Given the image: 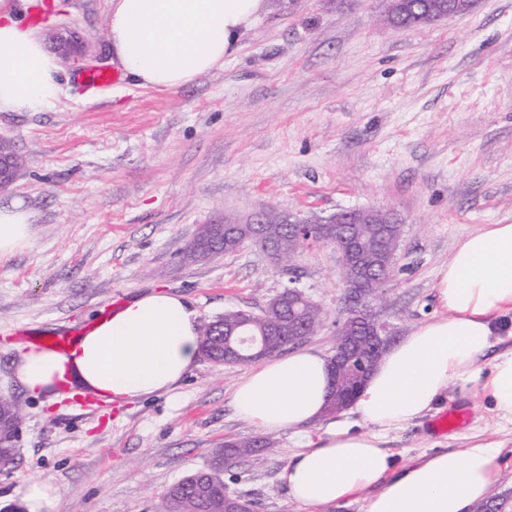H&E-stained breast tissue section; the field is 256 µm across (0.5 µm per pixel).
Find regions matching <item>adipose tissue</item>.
<instances>
[{
  "mask_svg": "<svg viewBox=\"0 0 512 512\" xmlns=\"http://www.w3.org/2000/svg\"><path fill=\"white\" fill-rule=\"evenodd\" d=\"M109 48L141 88H178L223 67L266 13L267 0H110ZM56 57L20 19L0 17V110L48 105L59 92ZM33 214L22 201L0 204V259L33 243ZM445 311L388 349L355 401L367 429L329 427L314 447L280 473L305 507L367 493L365 512H469L499 481L500 443L478 441L465 452L423 455L400 466L387 432L433 410L450 386L479 382L492 411L512 422V351L488 367L496 318L512 315V224L468 235L439 271ZM198 312L185 296L153 291L96 318L67 352L28 347L18 376L34 396L68 384L126 403L173 390L199 358ZM332 378L327 360L304 350L262 362L237 385V415L273 433L319 419Z\"/></svg>",
  "mask_w": 512,
  "mask_h": 512,
  "instance_id": "1",
  "label": "adipose tissue"
}]
</instances>
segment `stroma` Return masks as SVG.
<instances>
[{
    "mask_svg": "<svg viewBox=\"0 0 512 512\" xmlns=\"http://www.w3.org/2000/svg\"><path fill=\"white\" fill-rule=\"evenodd\" d=\"M92 41L83 62L60 63L58 99L0 112V139L23 159L11 198L34 215L30 248L0 259V394L23 417L19 463L0 474V512H27L19 492L52 486L54 512H156L164 491L203 468L227 441L261 437L231 397L246 364L199 359L165 394L123 406L86 395L47 403L16 376L17 330L76 334L114 298L166 291L191 299L200 324L224 310L260 312L288 285L246 244L188 263L200 225L271 208L321 219L393 209L402 237L393 280L372 307L397 337L443 315L438 273L465 238L512 224V0H477L463 16L396 28L386 0H268L222 68L175 89L86 86L112 68L109 0H54ZM297 286L325 312L303 347L330 355L344 307L332 246L305 249ZM460 430L425 416L390 431L399 464L422 454L503 443L495 493L512 492V425L478 386L451 388ZM358 428L354 408L272 433L274 449L224 471L229 495L253 512H365L363 496L307 510L279 479L332 423Z\"/></svg>",
    "mask_w": 512,
    "mask_h": 512,
    "instance_id": "35a3bbf8",
    "label": "stroma"
}]
</instances>
